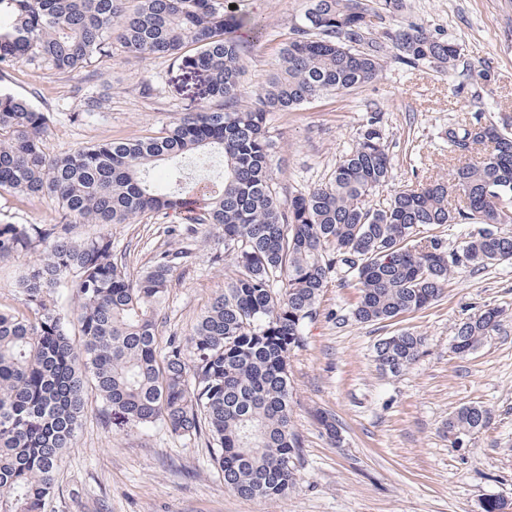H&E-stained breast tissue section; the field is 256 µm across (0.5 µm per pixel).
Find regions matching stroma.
I'll return each mask as SVG.
<instances>
[{"mask_svg": "<svg viewBox=\"0 0 512 512\" xmlns=\"http://www.w3.org/2000/svg\"><path fill=\"white\" fill-rule=\"evenodd\" d=\"M404 17L459 48L442 73L387 60L375 81L342 96L320 97L271 115L277 145L273 178L280 194L324 182L371 114H379L392 174L374 196L447 174L453 164L445 133L475 121L512 125V0H404ZM264 36L241 59V101L249 103L276 69L279 51L306 0H243ZM205 77L168 57L141 58L121 49L69 75L19 62L0 68V87L51 115L44 151L136 138L178 119L189 102L204 104ZM99 96L95 117L74 119L86 94ZM48 197L0 189V224H56ZM74 237L106 235L112 253L139 271L161 251L184 250L159 327L161 338L190 335L233 266L217 237L187 236L180 213L134 224L75 223ZM356 291L328 285L320 317L289 360L292 422L304 440L288 495L247 500L224 485L206 439L190 442L152 428L129 434L105 426L88 396L74 448L60 464L52 512H482L489 497L512 500V263L462 272L426 309L381 324L349 316ZM503 308L499 330L472 353L452 351L455 325L485 306ZM410 330L424 337L418 360L399 375L376 368L374 344ZM492 414L489 427L453 443L445 423L468 404ZM338 420L343 442L332 445L313 413Z\"/></svg>", "mask_w": 512, "mask_h": 512, "instance_id": "obj_1", "label": "stroma"}]
</instances>
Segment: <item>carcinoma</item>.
Wrapping results in <instances>:
<instances>
[{"label":"carcinoma","instance_id":"carcinoma-1","mask_svg":"<svg viewBox=\"0 0 512 512\" xmlns=\"http://www.w3.org/2000/svg\"><path fill=\"white\" fill-rule=\"evenodd\" d=\"M402 0H307L281 48L276 72L254 101L239 104L241 55L262 31L228 0H0V67L25 61L59 75L112 55L169 56L205 75L208 108L187 112L156 136L79 145L50 157L42 136L50 113L0 91V189L54 199L59 224H0V259L33 255L18 280L23 310H0V512H47L64 453L74 446L86 387L98 413L132 431L153 427L192 441L208 436L224 485L245 499L283 497L296 482L303 440L291 421L288 358L320 315L328 280L356 288L360 323L391 320L438 301L462 271L512 259V133L476 122L448 127L463 159L439 178L409 185L381 205L371 196L390 179L392 157L379 115L368 118L327 180L287 199L271 176L268 135L275 112L294 111L377 79L386 50L409 66L446 70L456 44L404 19L383 25ZM192 46L195 53L182 54ZM218 153L224 174L188 217L186 232L211 230L234 266L224 292L191 336L158 341V319L184 255L165 250L135 274L102 235L70 236L73 221L131 224L179 210L197 184L159 162ZM471 224L450 253L431 227ZM72 293L73 319L60 290ZM497 306L457 324L454 350L468 354L498 330ZM76 321L80 339L71 337ZM409 330L375 345V360L398 373L421 353ZM316 420L331 441L335 415ZM489 409L465 405L448 417L458 439L490 424Z\"/></svg>","mask_w":512,"mask_h":512}]
</instances>
